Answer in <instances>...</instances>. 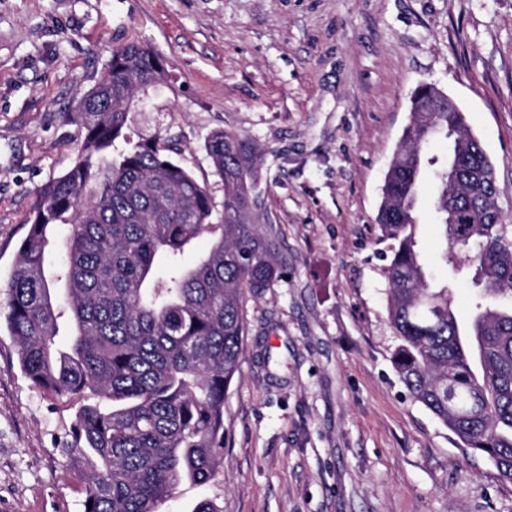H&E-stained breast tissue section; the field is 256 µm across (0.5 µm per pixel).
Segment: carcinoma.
<instances>
[{
    "mask_svg": "<svg viewBox=\"0 0 512 512\" xmlns=\"http://www.w3.org/2000/svg\"><path fill=\"white\" fill-rule=\"evenodd\" d=\"M162 75L159 57L129 43L77 99L84 132L73 168L40 189V205L7 283V327L22 371L44 395L76 407L63 451L84 469L83 512H158L175 484L205 486L224 463V395L238 370L244 292L282 280L259 229L252 140L216 131L206 143L224 182L219 219L207 188L158 144L112 157L134 92ZM449 143L441 161L423 148ZM435 167L443 261L481 288L460 322L448 284L429 280L418 250L417 198ZM65 258L47 263L55 228ZM394 363L413 399L512 481V225L497 204L494 166L466 115L434 87L410 98L409 121L382 187ZM203 235L208 251L181 257Z\"/></svg>",
    "mask_w": 512,
    "mask_h": 512,
    "instance_id": "carcinoma-1",
    "label": "carcinoma"
}]
</instances>
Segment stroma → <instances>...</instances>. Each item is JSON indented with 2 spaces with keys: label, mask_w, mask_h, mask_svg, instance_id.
<instances>
[{
  "label": "stroma",
  "mask_w": 512,
  "mask_h": 512,
  "mask_svg": "<svg viewBox=\"0 0 512 512\" xmlns=\"http://www.w3.org/2000/svg\"><path fill=\"white\" fill-rule=\"evenodd\" d=\"M130 42L165 78L137 91L116 150L168 146L220 205L208 138L253 140L259 227L288 274L244 302L222 469L161 512H512V482L399 377L376 221L409 97L432 84L465 112L512 222V0H0V309L41 187L81 154L76 99ZM418 208L429 273L467 319L474 290L439 260L430 185ZM74 414L31 386L1 329L0 512H83L56 447Z\"/></svg>",
  "instance_id": "stroma-1"
}]
</instances>
